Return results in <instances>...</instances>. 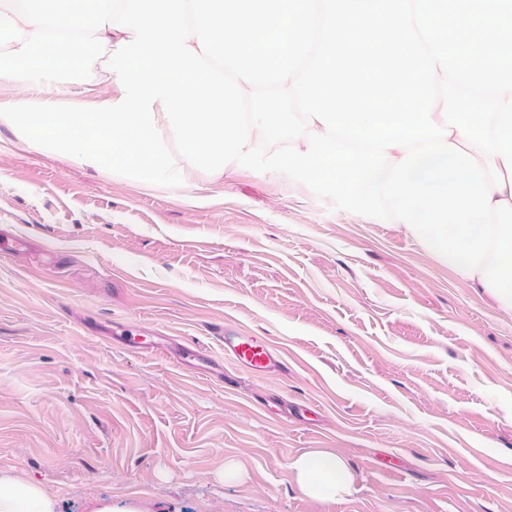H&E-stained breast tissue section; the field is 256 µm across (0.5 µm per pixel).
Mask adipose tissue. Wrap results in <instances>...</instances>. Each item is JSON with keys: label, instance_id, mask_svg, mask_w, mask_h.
Here are the masks:
<instances>
[{"label": "adipose tissue", "instance_id": "1", "mask_svg": "<svg viewBox=\"0 0 512 512\" xmlns=\"http://www.w3.org/2000/svg\"><path fill=\"white\" fill-rule=\"evenodd\" d=\"M291 467L300 489L315 499L348 494L353 485L349 464L330 451L303 454ZM0 512H57V505L38 482L0 475Z\"/></svg>", "mask_w": 512, "mask_h": 512}]
</instances>
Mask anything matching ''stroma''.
<instances>
[{"mask_svg":"<svg viewBox=\"0 0 512 512\" xmlns=\"http://www.w3.org/2000/svg\"><path fill=\"white\" fill-rule=\"evenodd\" d=\"M195 184L200 206L0 126V243L23 241L0 256V472L58 512H512V317L307 187ZM228 328L280 368L238 367ZM314 448L348 496L300 490ZM300 489L315 499L348 494L354 474L349 464L335 453L317 450L294 459L290 465Z\"/></svg>","mask_w":512,"mask_h":512,"instance_id":"35a3bbf8","label":"stroma"}]
</instances>
